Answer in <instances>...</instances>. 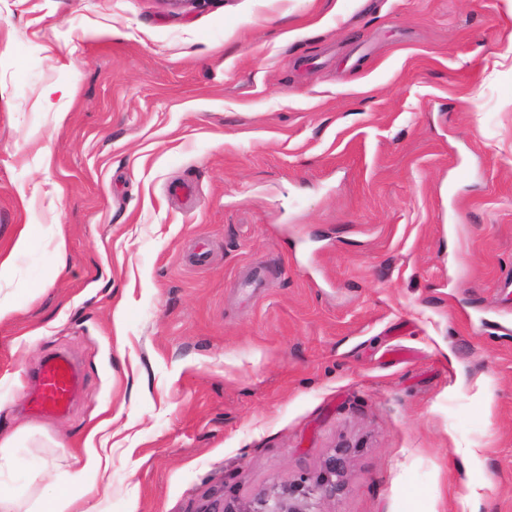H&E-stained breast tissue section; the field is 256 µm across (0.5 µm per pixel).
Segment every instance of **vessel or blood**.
<instances>
[{"mask_svg":"<svg viewBox=\"0 0 512 512\" xmlns=\"http://www.w3.org/2000/svg\"><path fill=\"white\" fill-rule=\"evenodd\" d=\"M78 387L79 375L72 359L64 354L49 356L33 377L28 409L36 415L65 413Z\"/></svg>","mask_w":512,"mask_h":512,"instance_id":"b4317fda","label":"vessel or blood"}]
</instances>
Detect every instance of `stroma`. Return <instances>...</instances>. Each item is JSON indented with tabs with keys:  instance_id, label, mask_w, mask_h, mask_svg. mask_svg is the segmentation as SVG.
<instances>
[{
	"instance_id": "stroma-1",
	"label": "stroma",
	"mask_w": 512,
	"mask_h": 512,
	"mask_svg": "<svg viewBox=\"0 0 512 512\" xmlns=\"http://www.w3.org/2000/svg\"><path fill=\"white\" fill-rule=\"evenodd\" d=\"M511 32L512 0H0V249L43 227L0 281V431L33 430L0 481L106 418L95 512L244 505L344 445L322 512H512ZM58 352L81 391L32 415Z\"/></svg>"
}]
</instances>
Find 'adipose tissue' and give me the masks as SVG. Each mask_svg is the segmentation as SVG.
Instances as JSON below:
<instances>
[{
	"instance_id": "ef3b65f1",
	"label": "adipose tissue",
	"mask_w": 512,
	"mask_h": 512,
	"mask_svg": "<svg viewBox=\"0 0 512 512\" xmlns=\"http://www.w3.org/2000/svg\"><path fill=\"white\" fill-rule=\"evenodd\" d=\"M62 452L70 458L71 469L63 478L52 480L49 493L40 494L37 512H90L85 498L97 492V481L105 477L109 458L89 443L81 448L66 444Z\"/></svg>"
}]
</instances>
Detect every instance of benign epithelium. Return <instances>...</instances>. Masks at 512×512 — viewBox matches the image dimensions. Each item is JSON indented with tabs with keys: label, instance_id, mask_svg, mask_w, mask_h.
I'll use <instances>...</instances> for the list:
<instances>
[{
	"label": "benign epithelium",
	"instance_id": "obj_1",
	"mask_svg": "<svg viewBox=\"0 0 512 512\" xmlns=\"http://www.w3.org/2000/svg\"><path fill=\"white\" fill-rule=\"evenodd\" d=\"M350 457L351 449L337 448L314 477H307L279 491H261L243 508L236 507L231 495L226 494L222 507L205 512H321L319 506L322 501L342 494Z\"/></svg>",
	"mask_w": 512,
	"mask_h": 512
}]
</instances>
